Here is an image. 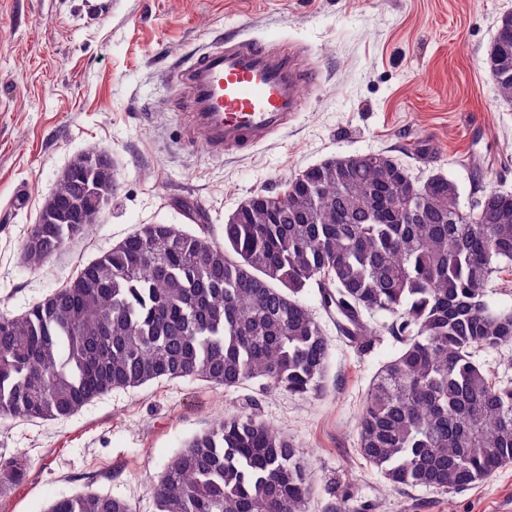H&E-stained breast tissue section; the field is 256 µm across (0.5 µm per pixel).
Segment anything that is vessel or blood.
I'll return each instance as SVG.
<instances>
[{"mask_svg":"<svg viewBox=\"0 0 512 512\" xmlns=\"http://www.w3.org/2000/svg\"><path fill=\"white\" fill-rule=\"evenodd\" d=\"M181 79L196 105L190 135L214 154L259 143L285 128L297 107L295 63L264 45L212 46Z\"/></svg>","mask_w":512,"mask_h":512,"instance_id":"vessel-or-blood-1","label":"vessel or blood"}]
</instances>
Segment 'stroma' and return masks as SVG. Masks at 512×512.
I'll return each instance as SVG.
<instances>
[{
  "instance_id": "stroma-1",
  "label": "stroma",
  "mask_w": 512,
  "mask_h": 512,
  "mask_svg": "<svg viewBox=\"0 0 512 512\" xmlns=\"http://www.w3.org/2000/svg\"><path fill=\"white\" fill-rule=\"evenodd\" d=\"M0 0V313L23 314L144 224L208 227L222 239L247 198L335 156L385 152L418 181L439 172L463 208L512 193V104L486 53L512 0ZM261 42L316 71L288 126L223 155L192 142L180 75L209 46ZM107 153L118 189L101 221L41 266L22 247L70 161ZM303 302L329 343L326 394L303 400L250 382L115 389L67 418L0 422V456L26 453V480L0 512H46L92 488L154 512L170 457L218 418L256 415L291 437L308 465L307 512H512V464L473 486L396 489L357 452L366 391L399 345L361 351L336 330L316 289Z\"/></svg>"
}]
</instances>
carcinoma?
Wrapping results in <instances>:
<instances>
[{
    "mask_svg": "<svg viewBox=\"0 0 512 512\" xmlns=\"http://www.w3.org/2000/svg\"><path fill=\"white\" fill-rule=\"evenodd\" d=\"M512 102V14L487 52ZM91 178L72 167L23 246L30 266L98 223L68 206ZM512 272V193L465 211L454 181L423 184L385 153L332 157L256 193L224 242L174 224H144L84 265L23 315L0 314V416L53 420L114 389L163 379L230 389L250 381L320 397L330 359L300 298L321 289L337 331L364 348L384 313L401 345L375 376L357 419L359 453L393 487L460 489L512 461V382L474 360L512 342V313L485 301ZM31 462L0 457V496ZM312 493L297 445L252 415L232 414L193 437L152 486L155 512H306ZM48 512H133L86 491Z\"/></svg>",
    "mask_w": 512,
    "mask_h": 512,
    "instance_id": "1",
    "label": "carcinoma"
}]
</instances>
